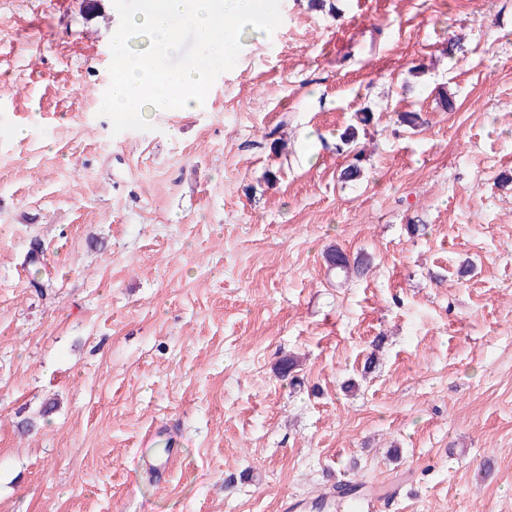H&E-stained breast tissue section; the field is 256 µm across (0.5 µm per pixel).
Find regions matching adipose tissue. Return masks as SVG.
Returning a JSON list of instances; mask_svg holds the SVG:
<instances>
[{
    "label": "adipose tissue",
    "mask_w": 512,
    "mask_h": 512,
    "mask_svg": "<svg viewBox=\"0 0 512 512\" xmlns=\"http://www.w3.org/2000/svg\"><path fill=\"white\" fill-rule=\"evenodd\" d=\"M265 27L261 0H143L140 10L117 32L108 111L145 118L164 110L192 111L209 78L238 48L239 24ZM189 26L205 46L180 70L165 61L181 50L180 29Z\"/></svg>",
    "instance_id": "1"
}]
</instances>
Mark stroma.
I'll return each instance as SVG.
<instances>
[{"instance_id":"stroma-1","label":"stroma","mask_w":512,"mask_h":512,"mask_svg":"<svg viewBox=\"0 0 512 512\" xmlns=\"http://www.w3.org/2000/svg\"><path fill=\"white\" fill-rule=\"evenodd\" d=\"M58 2L0 0V512H512V0H267L142 121L103 108L141 0Z\"/></svg>"}]
</instances>
